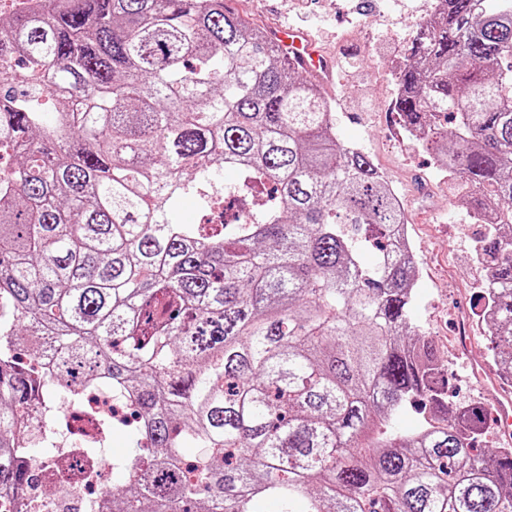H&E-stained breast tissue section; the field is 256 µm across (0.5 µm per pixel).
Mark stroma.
I'll use <instances>...</instances> for the list:
<instances>
[{"instance_id":"stroma-1","label":"stroma","mask_w":512,"mask_h":512,"mask_svg":"<svg viewBox=\"0 0 512 512\" xmlns=\"http://www.w3.org/2000/svg\"><path fill=\"white\" fill-rule=\"evenodd\" d=\"M257 26L288 23L307 31L335 64L319 86L332 102L336 136L363 152L388 177L404 206L421 260L412 323L432 340L452 383L450 403L494 410L502 394L490 370L459 357L461 316L476 302L471 282L469 211L421 142L406 136L393 106L397 62L416 36L428 0H231Z\"/></svg>"}]
</instances>
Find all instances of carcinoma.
Masks as SVG:
<instances>
[{"instance_id":"obj_1","label":"carcinoma","mask_w":512,"mask_h":512,"mask_svg":"<svg viewBox=\"0 0 512 512\" xmlns=\"http://www.w3.org/2000/svg\"><path fill=\"white\" fill-rule=\"evenodd\" d=\"M439 0L396 74L402 126L469 189L512 376V0ZM53 98L52 122L37 106ZM455 122L452 137L442 122ZM0 490L92 392L141 414L86 512H512V447L448 411L412 329L399 202L328 101L225 0H39L0 17ZM231 170L236 177L224 178ZM251 218L178 224L187 197ZM375 247V261L362 253ZM197 454L186 465L182 449ZM84 416L83 412L76 409L74 406H64L59 409L58 415L55 419L39 421L38 425L41 426V430L47 428H55L57 425L61 423H65L69 430L73 433H78L77 428L79 427V422Z\"/></svg>"}]
</instances>
